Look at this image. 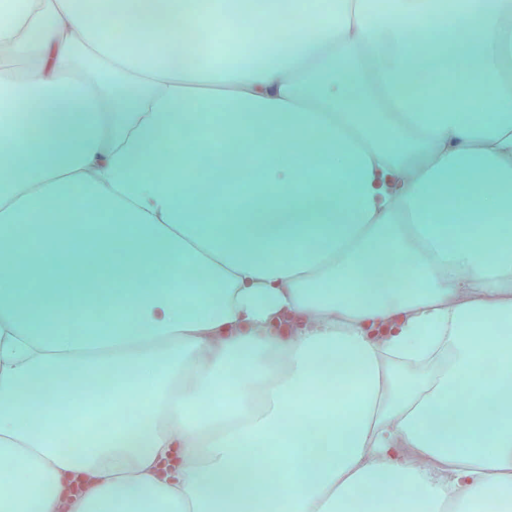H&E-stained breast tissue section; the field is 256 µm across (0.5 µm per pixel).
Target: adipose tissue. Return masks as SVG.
I'll use <instances>...</instances> for the list:
<instances>
[{"instance_id": "obj_1", "label": "adipose tissue", "mask_w": 512, "mask_h": 512, "mask_svg": "<svg viewBox=\"0 0 512 512\" xmlns=\"http://www.w3.org/2000/svg\"><path fill=\"white\" fill-rule=\"evenodd\" d=\"M75 2L0 0V512H512V0H335L225 69L223 0H125L137 56ZM104 377L110 432L59 413ZM76 269L91 278L100 277L112 265L111 252H95L89 256L76 257L73 260Z\"/></svg>"}]
</instances>
